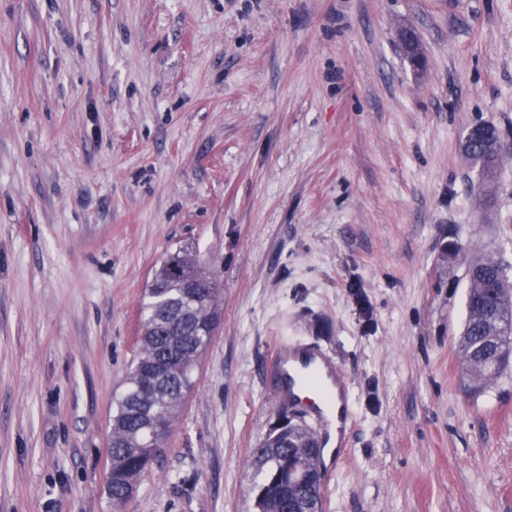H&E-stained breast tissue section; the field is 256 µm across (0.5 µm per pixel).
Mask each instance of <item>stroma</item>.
I'll list each match as a JSON object with an SVG mask.
<instances>
[{"instance_id": "1", "label": "stroma", "mask_w": 512, "mask_h": 512, "mask_svg": "<svg viewBox=\"0 0 512 512\" xmlns=\"http://www.w3.org/2000/svg\"><path fill=\"white\" fill-rule=\"evenodd\" d=\"M188 242L223 315L125 512H256L284 339L351 380L323 512H512V367L471 394L459 348L469 263L512 265V0H0V512H114L113 394ZM464 140L461 141L460 148H463L464 152H466V157L475 163H479L481 165L482 174L489 178L495 172L497 168L499 157L491 158L486 155L484 142L472 138H468V142L464 147Z\"/></svg>"}]
</instances>
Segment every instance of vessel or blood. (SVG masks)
<instances>
[{
    "mask_svg": "<svg viewBox=\"0 0 512 512\" xmlns=\"http://www.w3.org/2000/svg\"><path fill=\"white\" fill-rule=\"evenodd\" d=\"M263 372L273 379L279 404L302 407L301 391L316 395L315 403L303 407L304 415L318 429L322 444H330L337 417L349 415L351 396L350 382L335 360L316 347L280 344L267 354Z\"/></svg>",
    "mask_w": 512,
    "mask_h": 512,
    "instance_id": "vessel-or-blood-1",
    "label": "vessel or blood"
}]
</instances>
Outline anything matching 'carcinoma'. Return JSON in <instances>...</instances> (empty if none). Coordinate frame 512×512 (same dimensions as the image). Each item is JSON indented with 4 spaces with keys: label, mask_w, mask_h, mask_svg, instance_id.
<instances>
[{
    "label": "carcinoma",
    "mask_w": 512,
    "mask_h": 512,
    "mask_svg": "<svg viewBox=\"0 0 512 512\" xmlns=\"http://www.w3.org/2000/svg\"><path fill=\"white\" fill-rule=\"evenodd\" d=\"M467 158L492 176L499 158L486 155L484 142L468 139ZM469 268L466 319L460 336L465 363V384L473 393L483 392L504 369L512 365V278L502 262L473 261ZM184 283L198 287V297L186 300ZM222 315L219 289L204 267L198 251L181 246L168 252L144 292L142 324L134 357L115 396L109 421L107 456L112 479L106 481L113 509L122 512L130 502L128 487L138 486L144 473L163 452L180 419L188 395L196 385L201 356L211 344ZM169 361L172 372L165 385H154L146 368ZM141 444L137 452L130 446ZM259 512H284L286 503L298 500L302 512H322L323 473L318 451L301 452L299 464L309 475L302 483L288 482V449L271 447L265 439L249 457Z\"/></svg>",
    "instance_id": "1"
}]
</instances>
